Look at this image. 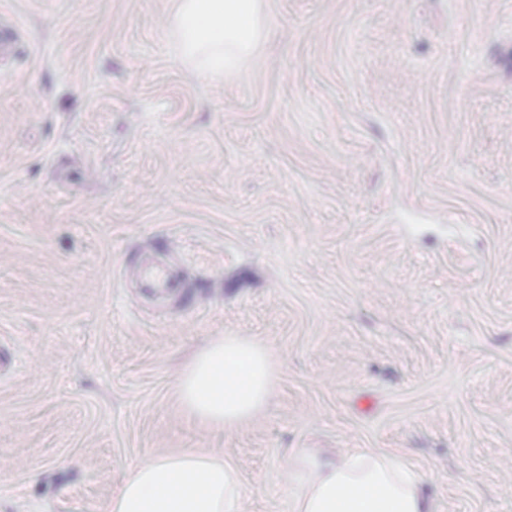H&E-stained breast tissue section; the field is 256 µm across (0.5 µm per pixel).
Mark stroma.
<instances>
[{"label": "stroma", "instance_id": "obj_1", "mask_svg": "<svg viewBox=\"0 0 512 512\" xmlns=\"http://www.w3.org/2000/svg\"><path fill=\"white\" fill-rule=\"evenodd\" d=\"M262 2L214 81L175 0H0V512H107L182 448L223 449L244 512H289L298 448L512 512V0ZM218 336L275 371L221 432L176 395ZM142 284L146 291L161 295L177 293L182 288L181 279L174 270L155 263L144 266Z\"/></svg>", "mask_w": 512, "mask_h": 512}]
</instances>
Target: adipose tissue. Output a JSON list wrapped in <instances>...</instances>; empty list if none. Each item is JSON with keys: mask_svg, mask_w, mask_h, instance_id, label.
I'll return each mask as SVG.
<instances>
[{"mask_svg": "<svg viewBox=\"0 0 512 512\" xmlns=\"http://www.w3.org/2000/svg\"><path fill=\"white\" fill-rule=\"evenodd\" d=\"M175 22L186 50L217 58L253 51L264 36L261 0H179ZM274 385L268 353L248 339L219 336L194 355L176 387L189 417L226 428L251 419ZM243 482L216 450L184 448L143 460L108 512H243ZM290 512H430L424 478L368 448L342 457L296 450L288 460Z\"/></svg>", "mask_w": 512, "mask_h": 512, "instance_id": "adipose-tissue-1", "label": "adipose tissue"}]
</instances>
